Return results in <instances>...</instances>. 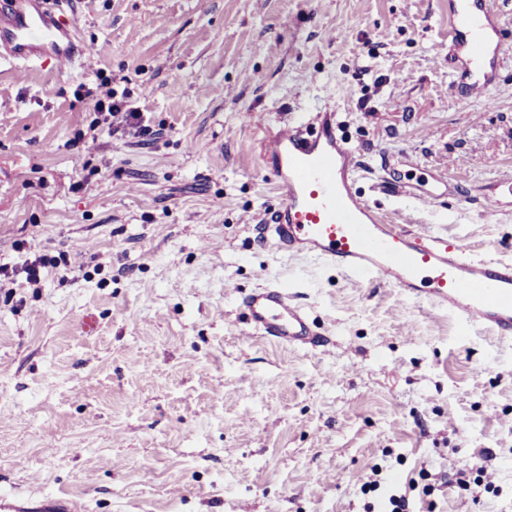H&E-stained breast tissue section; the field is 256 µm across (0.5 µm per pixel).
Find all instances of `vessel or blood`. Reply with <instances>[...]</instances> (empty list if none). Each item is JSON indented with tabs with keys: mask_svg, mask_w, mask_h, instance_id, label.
Returning <instances> with one entry per match:
<instances>
[{
	"mask_svg": "<svg viewBox=\"0 0 512 512\" xmlns=\"http://www.w3.org/2000/svg\"><path fill=\"white\" fill-rule=\"evenodd\" d=\"M461 0H448V46L473 68L455 84L465 98L490 91L496 59L488 58L485 28L503 34L498 0H482L463 19ZM65 0H0V65L14 70L47 62L64 66L86 51L64 9ZM361 150L347 139L339 113L327 109L311 122L268 132L264 168L279 196L264 229L277 251L336 267L355 282L382 281L407 298L455 313L468 327L512 340V261L476 258L459 240L418 236L389 222L358 191ZM245 338L295 348L321 346L319 327L293 288L280 282L254 289L241 302ZM23 512H80L77 503L44 499Z\"/></svg>",
	"mask_w": 512,
	"mask_h": 512,
	"instance_id": "1",
	"label": "vessel or blood"
}]
</instances>
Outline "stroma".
Here are the masks:
<instances>
[{"instance_id":"stroma-1","label":"stroma","mask_w":512,"mask_h":512,"mask_svg":"<svg viewBox=\"0 0 512 512\" xmlns=\"http://www.w3.org/2000/svg\"><path fill=\"white\" fill-rule=\"evenodd\" d=\"M69 16L84 66L0 68V264L68 254L0 291V504L367 512L395 493L410 512H512V340L277 256L260 157L268 129L337 109L386 218L512 259V12L492 91L467 100L448 0H72ZM104 76L159 138L71 147ZM273 280L323 346L239 335L241 296ZM475 463L499 494L451 484Z\"/></svg>"}]
</instances>
